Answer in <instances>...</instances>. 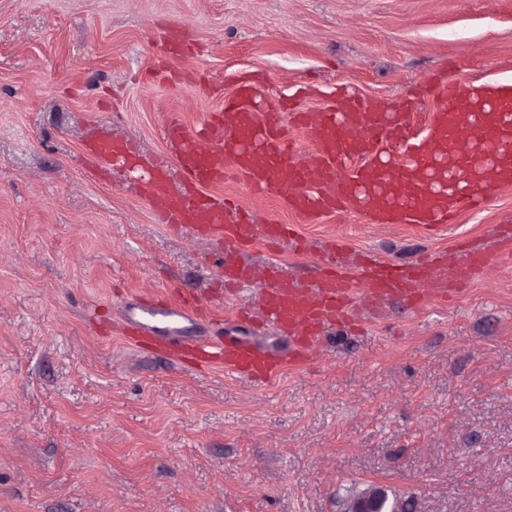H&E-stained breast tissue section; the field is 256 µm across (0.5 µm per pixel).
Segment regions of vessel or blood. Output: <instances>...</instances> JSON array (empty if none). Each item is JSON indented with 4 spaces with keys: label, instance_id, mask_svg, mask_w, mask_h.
I'll use <instances>...</instances> for the list:
<instances>
[{
    "label": "vessel or blood",
    "instance_id": "vessel-or-blood-1",
    "mask_svg": "<svg viewBox=\"0 0 512 512\" xmlns=\"http://www.w3.org/2000/svg\"><path fill=\"white\" fill-rule=\"evenodd\" d=\"M435 101L425 134L417 136L405 112L356 90L344 89L314 122L308 113L287 114L266 105L261 85L243 78L223 108L196 128L187 129L171 116L164 128L165 150L148 170H140L132 142L101 137L89 146L98 164L138 173L157 223L187 232L203 229L218 242L226 294L257 286L256 311L237 312L236 321L274 330L289 341L283 357L253 341L225 344L218 329L186 346L187 355L201 366L223 360L225 370L238 378L265 384L285 363L313 360L326 327L352 328L358 305L378 313L392 297L416 299L421 280H433L435 295L442 297L476 278L489 256L463 248L451 254L422 251L394 263L366 255L351 274L344 267L347 241L332 238L324 244L317 287L305 288L279 259L259 270L238 260L240 248L254 241L268 245L296 237L294 225L254 223L248 212L212 192L213 186L241 179L253 194L269 197L288 183L295 187L288 208L306 223L339 210L360 212L371 224L406 221L435 228L449 223L459 212L481 209L492 191L512 185V88L474 87L465 95L446 83ZM288 124L309 135L310 151L286 137ZM462 134L470 144L465 153L456 146ZM174 178L183 183V192L171 191ZM202 311L190 300L141 297L127 305L124 321L167 345L185 325L204 328Z\"/></svg>",
    "mask_w": 512,
    "mask_h": 512
}]
</instances>
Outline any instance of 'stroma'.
<instances>
[{"label":"stroma","instance_id":"35a3bbf8","mask_svg":"<svg viewBox=\"0 0 512 512\" xmlns=\"http://www.w3.org/2000/svg\"><path fill=\"white\" fill-rule=\"evenodd\" d=\"M175 25L188 47L159 39ZM512 83V0H0V512H342L370 485L414 512H512V187L432 235L355 213L299 223L284 196L216 186L260 224L311 242L345 235L392 262L457 239L492 253L452 301L358 309L314 362L253 385L117 331L120 304L191 294L236 335L209 240L156 223L129 172L88 146L161 153L170 114L190 128L234 79L318 113L340 85L412 101L422 133L437 74Z\"/></svg>","mask_w":512,"mask_h":512}]
</instances>
